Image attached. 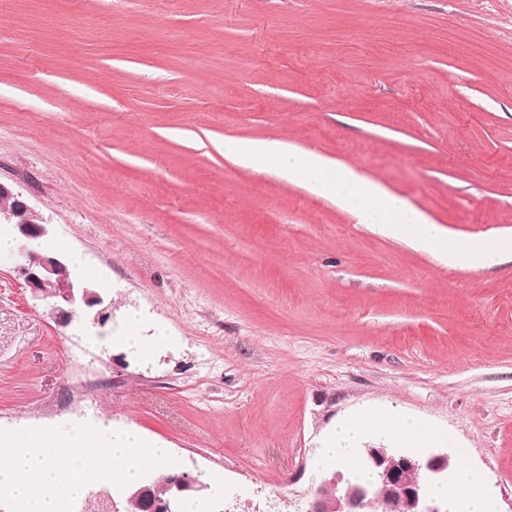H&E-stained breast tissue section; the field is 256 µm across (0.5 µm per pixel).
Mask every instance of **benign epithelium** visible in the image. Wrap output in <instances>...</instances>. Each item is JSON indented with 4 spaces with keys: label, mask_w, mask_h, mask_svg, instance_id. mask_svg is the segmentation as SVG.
Listing matches in <instances>:
<instances>
[{
    "label": "benign epithelium",
    "mask_w": 512,
    "mask_h": 512,
    "mask_svg": "<svg viewBox=\"0 0 512 512\" xmlns=\"http://www.w3.org/2000/svg\"><path fill=\"white\" fill-rule=\"evenodd\" d=\"M0 224L14 225L26 240L46 234V225L21 200V195L2 183ZM15 269L33 295L53 299L52 315L61 326L69 325L78 312L87 311L92 314V324L102 327L111 314V305L105 302L103 294L72 279L64 261L54 255L33 252L24 243L15 256ZM364 462L374 471V485L340 490L334 478L329 484L335 491L327 494L324 488H319L308 512H377L381 503L387 505L389 512H400L402 506L407 512H450L429 499L423 485L411 479L414 473H422L431 480L448 477V455L420 458L389 454L383 448H367ZM164 485L167 495L163 499L152 494L149 487L141 486L131 495V500L145 512H176L185 495L208 489L199 476L186 471L172 472L165 477Z\"/></svg>",
    "instance_id": "7a95c632"
}]
</instances>
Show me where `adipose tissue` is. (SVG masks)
Listing matches in <instances>:
<instances>
[{"instance_id":"ef3b65f1","label":"adipose tissue","mask_w":512,"mask_h":512,"mask_svg":"<svg viewBox=\"0 0 512 512\" xmlns=\"http://www.w3.org/2000/svg\"><path fill=\"white\" fill-rule=\"evenodd\" d=\"M372 435L395 441L407 448H422L440 438L434 426L416 418L370 410L339 422L328 441L326 459L341 464L347 461L348 450L359 438ZM480 475L471 469L467 461H460L451 484L434 486V493L453 495L461 501L466 512H494V506L482 490Z\"/></svg>"}]
</instances>
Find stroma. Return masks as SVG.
<instances>
[{"instance_id": "obj_1", "label": "stroma", "mask_w": 512, "mask_h": 512, "mask_svg": "<svg viewBox=\"0 0 512 512\" xmlns=\"http://www.w3.org/2000/svg\"><path fill=\"white\" fill-rule=\"evenodd\" d=\"M228 138L352 167L458 243L512 234V0H0V183L112 280L103 339L0 261V430H135L207 483L190 502L307 512L352 481L330 430L380 407L512 512V262L445 266ZM75 343L124 381L61 411Z\"/></svg>"}]
</instances>
